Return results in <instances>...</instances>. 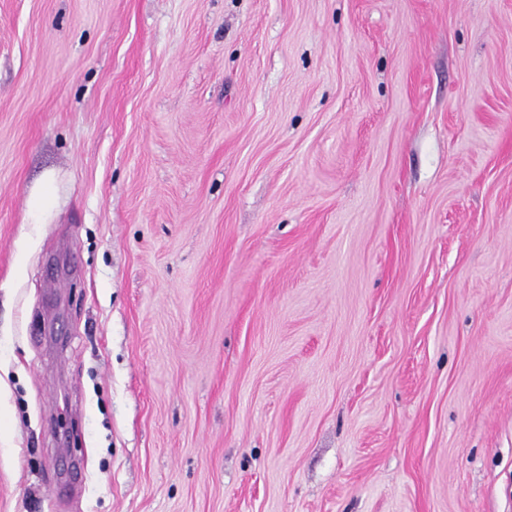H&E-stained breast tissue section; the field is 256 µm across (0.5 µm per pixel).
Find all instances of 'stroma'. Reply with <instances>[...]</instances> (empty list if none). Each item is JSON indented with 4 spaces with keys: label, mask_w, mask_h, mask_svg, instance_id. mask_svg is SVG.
<instances>
[{
    "label": "stroma",
    "mask_w": 512,
    "mask_h": 512,
    "mask_svg": "<svg viewBox=\"0 0 512 512\" xmlns=\"http://www.w3.org/2000/svg\"><path fill=\"white\" fill-rule=\"evenodd\" d=\"M0 512H512V0H0Z\"/></svg>",
    "instance_id": "stroma-1"
}]
</instances>
